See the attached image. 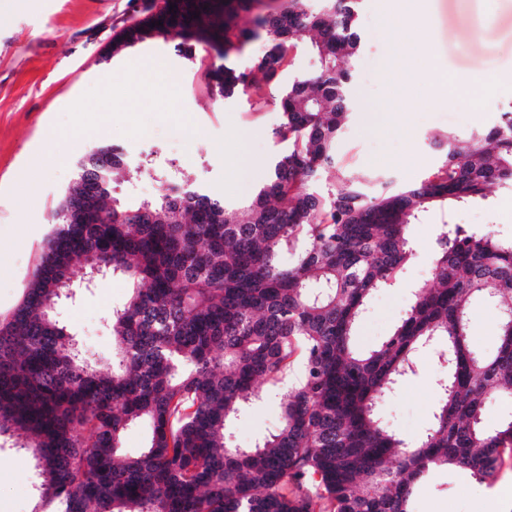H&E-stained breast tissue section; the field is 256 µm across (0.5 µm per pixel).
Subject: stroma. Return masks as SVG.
I'll return each mask as SVG.
<instances>
[{
  "label": "stroma",
  "mask_w": 512,
  "mask_h": 512,
  "mask_svg": "<svg viewBox=\"0 0 512 512\" xmlns=\"http://www.w3.org/2000/svg\"><path fill=\"white\" fill-rule=\"evenodd\" d=\"M145 0H36L27 9L0 13V320L9 318L40 261L52 216L76 175V160L97 144H117L139 160L156 152L170 182L192 176L230 204L251 200L267 180L281 122L272 104L256 106L247 94L214 104L202 79L213 61L196 48L194 61L156 40L112 54L120 30L143 18ZM393 0H362L361 52L351 61V116L335 147L336 166L351 175L383 174L398 184L420 181L437 163L433 133L465 134L494 125L512 103V0H426L394 18ZM421 34L418 51L428 67L387 76L385 62L397 51L403 25ZM147 69L127 66L129 55ZM481 86L479 94L448 99L440 73ZM446 224H468L512 239V192L498 189L488 202L435 208L411 225L417 245L400 283L373 294L353 346H381L409 307L416 286L429 282L430 245ZM127 281L100 279L92 291L62 303L59 320L99 368L112 361L109 317L124 303ZM470 345L483 356L496 352L498 311L479 305ZM415 376L383 397L381 420L407 442L428 427L435 383L446 369L427 351ZM293 386L285 378L266 398L228 427L226 442L254 447L279 424L280 404ZM24 434L0 433V512H30L36 500L32 459ZM492 488L512 490V465ZM490 486L468 472L436 468L413 495L414 512H493Z\"/></svg>",
  "instance_id": "stroma-1"
}]
</instances>
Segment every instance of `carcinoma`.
Masks as SVG:
<instances>
[{"label":"carcinoma","instance_id":"carcinoma-1","mask_svg":"<svg viewBox=\"0 0 512 512\" xmlns=\"http://www.w3.org/2000/svg\"><path fill=\"white\" fill-rule=\"evenodd\" d=\"M163 0L124 28L112 54L148 40L214 51L203 74L220 104L243 90L282 113L280 150L266 183L229 207L195 178L135 204L112 197L131 168L123 149L93 147L53 215L22 301L0 323V432L16 428L34 458L41 512H413L417 484L434 468L497 480L512 458V418L485 425L491 397L512 401V239L466 224L436 237L432 279L382 345H352L372 295L397 285L414 260L409 234L433 205L512 190V121L468 136L436 135L441 161L418 183L336 171L334 148L350 116L347 62L361 49L360 0ZM309 39L316 69L270 96L290 54ZM263 42L250 71L234 59ZM333 172L334 188L316 183ZM110 224L103 225L102 219ZM112 253H95L102 230ZM70 238L85 247L64 246ZM95 259L102 275L130 284L112 310L107 370L82 356L56 320L69 275ZM500 311L499 346H469L475 304ZM431 350L446 364L433 419L414 445L376 414L378 401L417 374ZM302 373L281 405L277 430L253 448L225 431L296 364ZM147 447L120 452L137 421Z\"/></svg>","mask_w":512,"mask_h":512}]
</instances>
